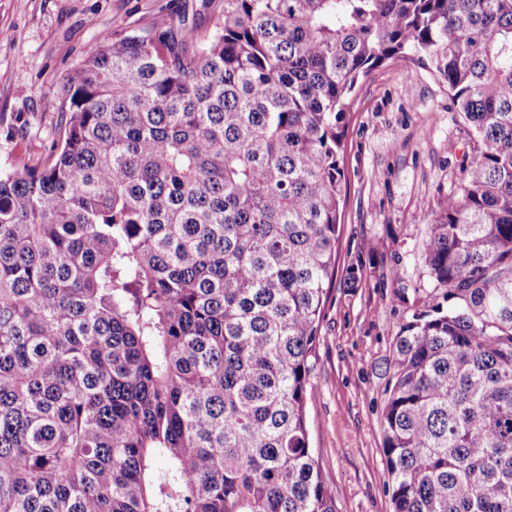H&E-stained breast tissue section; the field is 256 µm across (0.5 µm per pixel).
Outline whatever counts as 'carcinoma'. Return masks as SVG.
<instances>
[{"label": "carcinoma", "mask_w": 512, "mask_h": 512, "mask_svg": "<svg viewBox=\"0 0 512 512\" xmlns=\"http://www.w3.org/2000/svg\"><path fill=\"white\" fill-rule=\"evenodd\" d=\"M389 60L476 142L394 337L393 512H512V0H224L87 50L51 162L0 173V512H336L307 377Z\"/></svg>", "instance_id": "1"}]
</instances>
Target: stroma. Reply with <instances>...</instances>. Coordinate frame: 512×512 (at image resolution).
<instances>
[{"instance_id":"obj_1","label":"stroma","mask_w":512,"mask_h":512,"mask_svg":"<svg viewBox=\"0 0 512 512\" xmlns=\"http://www.w3.org/2000/svg\"><path fill=\"white\" fill-rule=\"evenodd\" d=\"M224 0H0V172L42 167L69 117L64 75L103 35L182 17L208 33ZM474 149L445 83L390 61L358 84L345 128L336 275L318 330L309 443L336 512H392L382 411L393 340L433 293L425 214L457 196ZM363 271L360 287L344 283ZM400 277L391 280L390 269Z\"/></svg>"}]
</instances>
